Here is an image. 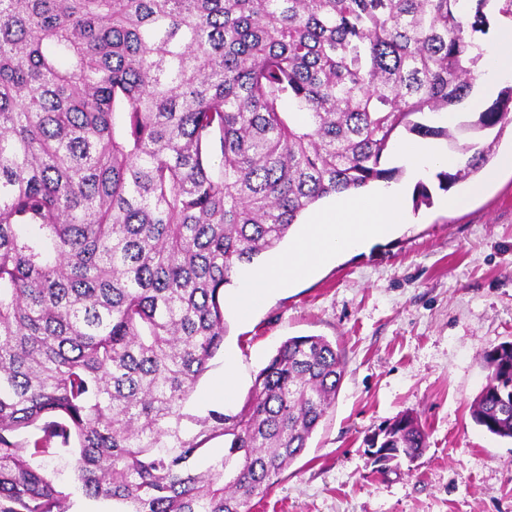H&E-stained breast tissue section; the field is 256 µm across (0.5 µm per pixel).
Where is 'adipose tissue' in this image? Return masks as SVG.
Instances as JSON below:
<instances>
[{
    "instance_id": "ef3b65f1",
    "label": "adipose tissue",
    "mask_w": 512,
    "mask_h": 512,
    "mask_svg": "<svg viewBox=\"0 0 512 512\" xmlns=\"http://www.w3.org/2000/svg\"><path fill=\"white\" fill-rule=\"evenodd\" d=\"M497 37L500 49L488 56L489 73L479 92L483 98L493 96L500 83L512 81V24L500 26ZM405 217L403 191L397 186L379 187L364 196L334 197L331 205L311 216L308 229L295 239L286 257L249 274L233 300L235 307L241 315H248L273 291L289 286L342 251L391 234Z\"/></svg>"
}]
</instances>
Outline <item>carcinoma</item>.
<instances>
[{
  "label": "carcinoma",
  "mask_w": 512,
  "mask_h": 512,
  "mask_svg": "<svg viewBox=\"0 0 512 512\" xmlns=\"http://www.w3.org/2000/svg\"><path fill=\"white\" fill-rule=\"evenodd\" d=\"M493 7L512 20V0H0V512H68L45 462L70 449L121 512H248L273 487L344 363L291 337L239 412L184 437L224 288L316 202L395 181L400 132L465 157L443 191L484 168L512 86L453 132L427 115L483 74ZM482 361L471 418L511 439L512 342ZM382 447L428 435L405 413Z\"/></svg>",
  "instance_id": "carcinoma-1"
}]
</instances>
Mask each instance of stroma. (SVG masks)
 Masks as SVG:
<instances>
[{
  "instance_id": "35a3bbf8",
  "label": "stroma",
  "mask_w": 512,
  "mask_h": 512,
  "mask_svg": "<svg viewBox=\"0 0 512 512\" xmlns=\"http://www.w3.org/2000/svg\"><path fill=\"white\" fill-rule=\"evenodd\" d=\"M419 137L400 133L386 158L401 168L406 223L391 236L321 264L270 296L248 319L231 303L247 275L239 269L224 295V347L210 361L185 404L186 435L210 412H238L254 380L292 336H323L341 349L346 372L336 401L303 454L251 512H512V440L486 433L469 407L486 383L482 354L512 342V172L461 209L438 188L436 169L415 178L403 147ZM433 202L414 207L417 183ZM232 371L223 398L208 391ZM409 413L428 433L414 463L377 473L363 439ZM70 512H119V503L86 497L74 458L47 461Z\"/></svg>"
}]
</instances>
